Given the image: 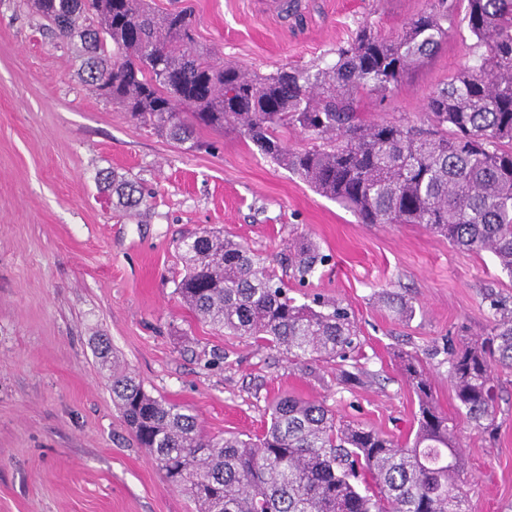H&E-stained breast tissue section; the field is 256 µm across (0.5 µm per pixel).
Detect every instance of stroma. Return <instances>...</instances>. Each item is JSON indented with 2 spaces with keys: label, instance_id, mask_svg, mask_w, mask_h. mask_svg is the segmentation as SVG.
Returning a JSON list of instances; mask_svg holds the SVG:
<instances>
[{
  "label": "stroma",
  "instance_id": "stroma-1",
  "mask_svg": "<svg viewBox=\"0 0 512 512\" xmlns=\"http://www.w3.org/2000/svg\"><path fill=\"white\" fill-rule=\"evenodd\" d=\"M194 9L198 47L260 75L333 63L363 24L391 37L429 0H148ZM433 59L386 100L377 121L424 124L430 93L471 60L460 0ZM188 149L103 102L70 47L22 0H0V512H195L122 421L97 355L106 342L152 395L190 408L206 433L254 435L278 393L325 403L343 420L405 440L417 397L401 358L418 356L433 397L456 417L438 351L489 323V300L512 307L496 259L420 224H362L243 136L199 128ZM142 187L128 213L101 179ZM223 230L286 271L305 234L330 254L306 286L347 307L362 342L352 381L335 363L292 361L197 320L176 287L178 244ZM413 309L397 319L383 295ZM494 438L459 423L468 512H512V375L501 376Z\"/></svg>",
  "mask_w": 512,
  "mask_h": 512
}]
</instances>
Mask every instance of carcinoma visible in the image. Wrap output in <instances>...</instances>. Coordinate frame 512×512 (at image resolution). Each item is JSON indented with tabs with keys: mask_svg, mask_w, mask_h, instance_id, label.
Returning a JSON list of instances; mask_svg holds the SVG:
<instances>
[{
	"mask_svg": "<svg viewBox=\"0 0 512 512\" xmlns=\"http://www.w3.org/2000/svg\"><path fill=\"white\" fill-rule=\"evenodd\" d=\"M465 2L481 53L429 95V124L416 126L366 120L361 103L385 98L448 39L447 0H432L395 37L362 25L333 64L265 77L196 46L186 7L156 14L146 0H26L76 48L84 82L133 119L182 143L198 126L240 134L361 223L423 224L453 246L491 253L512 278V0ZM289 131L315 143L293 150ZM112 195L129 212L146 204L115 175ZM291 247L288 266L305 286L329 256L303 237ZM179 250L186 273L177 293L200 320L347 373L360 343L346 308L319 295L298 302L267 257L219 231L188 237ZM489 312L483 332L446 354L458 413L492 435L496 383L512 373V309L491 297ZM99 359L112 367L123 421L197 512H466L455 424L415 355L403 374L417 426L403 443L293 394L271 401L262 434L211 437L196 415L151 395L109 346Z\"/></svg>",
	"mask_w": 512,
	"mask_h": 512,
	"instance_id": "carcinoma-1",
	"label": "carcinoma"
}]
</instances>
